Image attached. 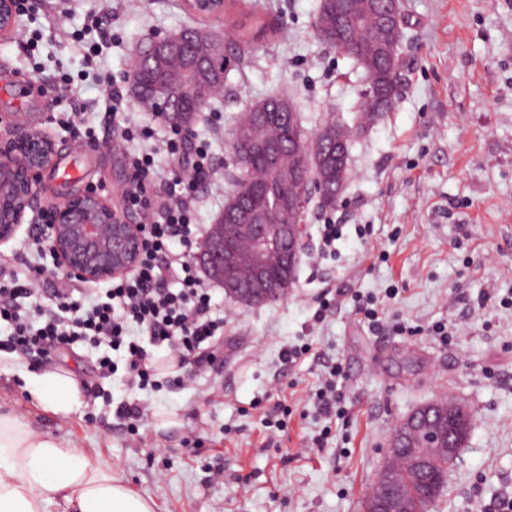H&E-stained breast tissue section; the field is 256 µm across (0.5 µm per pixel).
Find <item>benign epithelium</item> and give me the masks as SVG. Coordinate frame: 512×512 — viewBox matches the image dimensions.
<instances>
[{"label":"benign epithelium","instance_id":"1","mask_svg":"<svg viewBox=\"0 0 512 512\" xmlns=\"http://www.w3.org/2000/svg\"><path fill=\"white\" fill-rule=\"evenodd\" d=\"M186 6L198 16L224 12V0H186ZM363 10L359 0H328L326 12L336 21L334 45L361 64L375 53L387 61L394 74H399L401 53L395 35L404 25L401 0H378L375 13L381 34L370 46L355 43L351 34L355 17ZM16 13V0H0L1 34L14 32ZM175 48L176 41L170 36L151 35L143 55L162 63ZM318 143L317 137L309 139L302 135L297 139V176L306 184V191L298 196L279 195L275 209L279 223L274 225V235L260 232L256 224L258 214L246 209L228 212L224 223L209 227L199 258L233 301L260 306L288 296L286 283L267 278L264 271L274 254L290 272L300 260L308 225L290 224L283 214L304 213L308 196L319 190L309 176V153L316 150ZM231 146L243 167L254 151L272 162L280 156L276 145L258 143L248 132L232 139ZM55 155L54 138L17 114L12 116L7 130L0 131V245L16 237L27 212H36L33 187L52 165ZM49 227V251L54 265L85 283L123 276L139 263L144 242L138 226L129 223L121 209L92 190L72 195L62 208H52ZM242 266L249 267L254 274L247 288L241 287L235 278V271ZM402 508L399 496L387 480L384 491L372 499L368 512H401Z\"/></svg>","mask_w":512,"mask_h":512}]
</instances>
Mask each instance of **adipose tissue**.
Listing matches in <instances>:
<instances>
[{
	"label": "adipose tissue",
	"instance_id": "1",
	"mask_svg": "<svg viewBox=\"0 0 512 512\" xmlns=\"http://www.w3.org/2000/svg\"><path fill=\"white\" fill-rule=\"evenodd\" d=\"M25 388L42 411L67 418L83 403L71 372L47 370L23 376ZM156 512L152 499L126 485L111 468L90 462L84 452L28 421L0 413V512Z\"/></svg>",
	"mask_w": 512,
	"mask_h": 512
}]
</instances>
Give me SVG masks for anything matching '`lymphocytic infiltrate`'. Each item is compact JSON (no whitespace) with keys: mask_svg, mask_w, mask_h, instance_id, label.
<instances>
[{"mask_svg":"<svg viewBox=\"0 0 512 512\" xmlns=\"http://www.w3.org/2000/svg\"><path fill=\"white\" fill-rule=\"evenodd\" d=\"M151 136L148 129L128 126L116 132L117 141L127 147L125 158L132 171V185L122 194L123 208L139 217L144 239L137 267L93 294L58 270L30 265L19 274L1 269L0 322H7L12 331L0 339V350L25 356L80 343L100 348L104 351L96 363L100 377L122 368L130 384L142 388L155 384L159 373L149 352L153 346L166 347L171 371H181L192 362L203 371L223 372L224 321L212 315L211 283L187 253L171 249L174 242L191 241L198 188L216 175L213 156L207 144L200 143L185 165L181 144L167 141L164 154L170 165L163 174L154 152L130 147L134 140ZM156 183L162 184V195L151 194ZM49 277L56 284L47 307L39 283ZM348 296L363 322L383 329L375 297L349 295L341 288L321 296L316 321H323L326 311ZM115 352L121 353V361L112 360Z\"/></svg>","mask_w":512,"mask_h":512,"instance_id":"lymphocytic-infiltrate-1","label":"lymphocytic infiltrate"}]
</instances>
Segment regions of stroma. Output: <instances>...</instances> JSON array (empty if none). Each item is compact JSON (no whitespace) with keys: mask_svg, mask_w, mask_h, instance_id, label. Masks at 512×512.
I'll return each instance as SVG.
<instances>
[{"mask_svg":"<svg viewBox=\"0 0 512 512\" xmlns=\"http://www.w3.org/2000/svg\"><path fill=\"white\" fill-rule=\"evenodd\" d=\"M318 4L240 0L208 19L232 62L185 146L208 143L223 169L236 116L276 94L291 97L306 135L330 119L351 122L366 78L318 37ZM244 10L262 12L277 33L242 57L230 22ZM403 10L395 106L354 140L352 177L337 205L311 206L290 294L258 307L214 298L224 319L223 378L188 367L183 381L142 390L121 371L97 377L94 350L32 354L18 358L23 372L60 368L92 394L62 419L28 399L20 376L0 379V412L66 437L151 497L157 512H359L394 425L449 395L469 411L472 429L436 512H488L494 499L512 497V308L498 304L512 295V0H404ZM93 16L106 18L104 30L87 31ZM197 20L183 0H29L18 12L16 35L0 37V118L28 113L57 141L36 189L39 209L87 189L120 205L130 172L112 146L116 124L153 126L152 138L135 144L145 151L167 141L171 126L133 99L112 116L95 73L126 80L148 35ZM32 75L38 90L19 97L17 81ZM64 78L75 92L68 100L52 91ZM73 108L97 148L68 126ZM327 221L343 227L332 256L317 252V226ZM359 224L372 225V235L359 238ZM329 284L375 295L398 288L384 311L388 328L370 330L348 300L315 324ZM486 293L492 303L478 307ZM437 321L454 326L452 343L430 336ZM305 342L312 354L284 360L285 347ZM337 362L346 413L317 446L324 420L311 396ZM133 401L152 411L134 436L116 414ZM279 402L292 413L276 436L264 413Z\"/></svg>","mask_w":512,"mask_h":512,"instance_id":"1","label":"stroma"}]
</instances>
